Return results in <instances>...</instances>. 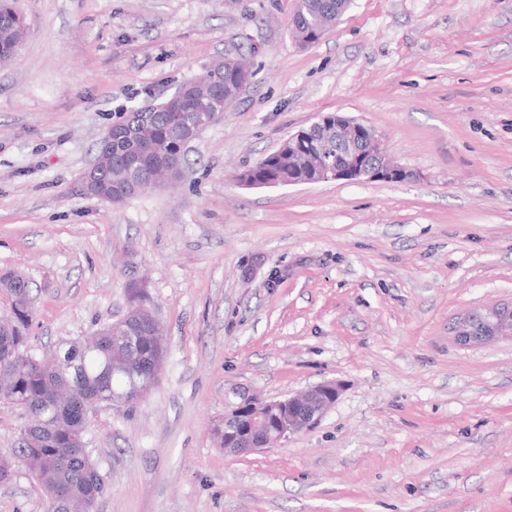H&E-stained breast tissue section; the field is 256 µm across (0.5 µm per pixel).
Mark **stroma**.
Returning <instances> with one entry per match:
<instances>
[{"label": "stroma", "mask_w": 512, "mask_h": 512, "mask_svg": "<svg viewBox=\"0 0 512 512\" xmlns=\"http://www.w3.org/2000/svg\"><path fill=\"white\" fill-rule=\"evenodd\" d=\"M297 0H15L0 67V275L35 295L38 357L127 312L145 279L168 356L88 418L96 512H512V341L454 318L512 300V0H352L303 48ZM252 77L181 180L115 207L77 183L103 130L225 55ZM373 126L403 182L244 188L320 115ZM340 384L317 426L233 457V386ZM17 467L0 512H46Z\"/></svg>", "instance_id": "35a3bbf8"}]
</instances>
